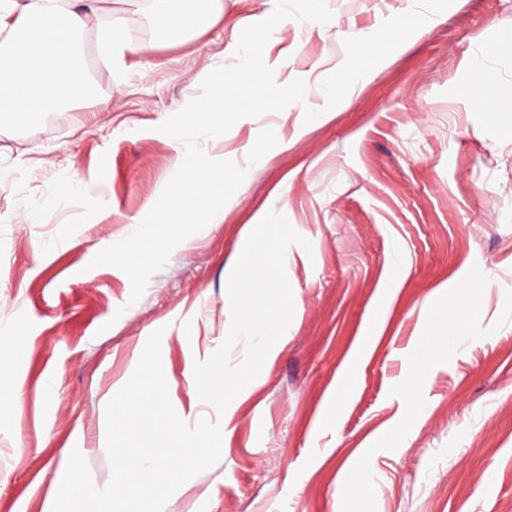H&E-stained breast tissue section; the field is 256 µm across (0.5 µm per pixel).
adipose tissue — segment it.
<instances>
[{
    "label": "adipose tissue",
    "mask_w": 512,
    "mask_h": 512,
    "mask_svg": "<svg viewBox=\"0 0 512 512\" xmlns=\"http://www.w3.org/2000/svg\"><path fill=\"white\" fill-rule=\"evenodd\" d=\"M106 0H0V115L27 126L83 97L87 82L76 61L89 33L109 60L131 52L147 56L153 44L179 45L224 12V0H192L175 11L172 0H147L161 16L154 43L130 45L118 9Z\"/></svg>",
    "instance_id": "1"
}]
</instances>
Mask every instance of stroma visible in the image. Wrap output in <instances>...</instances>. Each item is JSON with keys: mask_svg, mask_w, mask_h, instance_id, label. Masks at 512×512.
Masks as SVG:
<instances>
[{"mask_svg": "<svg viewBox=\"0 0 512 512\" xmlns=\"http://www.w3.org/2000/svg\"><path fill=\"white\" fill-rule=\"evenodd\" d=\"M326 3L330 23L272 33L263 58L281 83L322 82L344 63L348 33H374L414 0ZM266 7L224 0L211 26L146 58L126 54L114 79L88 39L87 96L32 126L0 118V361L17 389L0 403V512H45L76 449L94 485L109 483L106 405L155 330L177 414L190 425L217 418L196 396L193 367L227 336L224 271L267 205L312 245L285 254L291 323L258 389L220 420L219 462L164 512H336L348 495L360 512H512V108L486 112L464 92L478 62L495 86H512V50L499 47L512 0H454L338 105L310 98L317 122L267 112L220 145L202 142L246 178L222 221L177 246L138 302L123 271L90 265L137 228L179 166V141L157 125L213 69L234 65L228 43ZM264 129L288 147L248 168ZM63 181L77 192L45 206L48 184ZM33 207L41 223H22ZM479 268L489 281L480 308L434 297ZM443 318L470 333L452 351L424 340ZM409 384L422 407L405 400ZM363 469L371 488L356 484Z\"/></svg>", "mask_w": 512, "mask_h": 512, "instance_id": "1", "label": "stroma"}]
</instances>
